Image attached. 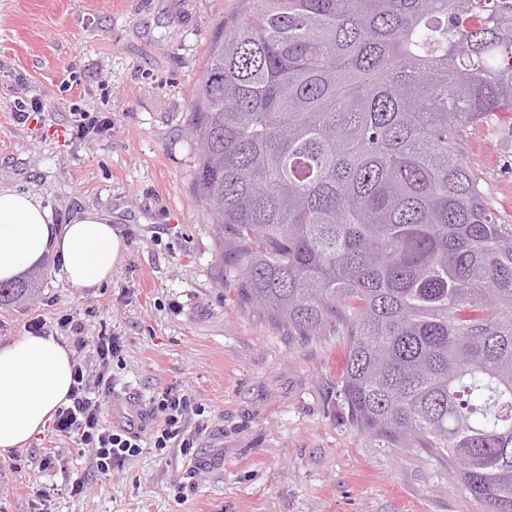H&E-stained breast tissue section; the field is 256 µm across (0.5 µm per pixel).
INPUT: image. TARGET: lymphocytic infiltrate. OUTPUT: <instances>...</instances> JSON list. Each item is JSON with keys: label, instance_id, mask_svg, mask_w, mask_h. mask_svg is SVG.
<instances>
[{"label": "lymphocytic infiltrate", "instance_id": "lymphocytic-infiltrate-1", "mask_svg": "<svg viewBox=\"0 0 512 512\" xmlns=\"http://www.w3.org/2000/svg\"><path fill=\"white\" fill-rule=\"evenodd\" d=\"M59 325L75 332L76 349L91 348L101 373L92 384L83 367L75 366L69 403L56 409L52 429L56 436L73 440L78 450H91L98 475L108 478L123 472L127 463L146 449L160 452L174 446L193 447L194 440L186 436L185 426L190 416H203L206 408L185 386L166 387L152 397L151 412L156 425L149 434L106 425L103 409L110 391L106 373L113 361L121 357L124 340L104 334L93 343H86L80 335L81 323L68 314L61 315Z\"/></svg>", "mask_w": 512, "mask_h": 512}]
</instances>
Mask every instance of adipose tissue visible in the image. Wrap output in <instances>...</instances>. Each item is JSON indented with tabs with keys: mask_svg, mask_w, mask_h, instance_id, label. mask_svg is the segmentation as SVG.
<instances>
[{
	"mask_svg": "<svg viewBox=\"0 0 512 512\" xmlns=\"http://www.w3.org/2000/svg\"><path fill=\"white\" fill-rule=\"evenodd\" d=\"M126 251L108 214L87 209L57 224L37 196L0 183V281L48 254L59 259L71 287L91 290L111 281ZM74 364L69 345L51 334L0 344V455L27 447L67 405Z\"/></svg>",
	"mask_w": 512,
	"mask_h": 512,
	"instance_id": "1",
	"label": "adipose tissue"
}]
</instances>
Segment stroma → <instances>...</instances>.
Masks as SVG:
<instances>
[{"mask_svg":"<svg viewBox=\"0 0 512 512\" xmlns=\"http://www.w3.org/2000/svg\"><path fill=\"white\" fill-rule=\"evenodd\" d=\"M248 0H0V182L41 198L57 223L95 208L128 252L96 292L40 268V300L0 306V340L45 332L68 313L84 337L124 340L110 370L118 393L149 403L186 385L205 404L190 417L194 448L144 451L97 476L71 440L43 432L0 455V512H32L29 490L83 476L88 492L52 512H484L450 462L414 441L371 437L339 408L345 365L336 332L289 336L219 285L211 222L194 189L191 91L207 44ZM108 74L100 83V74ZM44 110L17 123V99ZM108 112L109 134L79 139L74 110ZM470 162L512 212V112L467 128ZM52 454L58 464L44 468Z\"/></svg>","mask_w":512,"mask_h":512,"instance_id":"stroma-1","label":"stroma"}]
</instances>
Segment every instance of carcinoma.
I'll list each match as a JSON object with an SVG mask.
<instances>
[{
	"label": "carcinoma",
	"instance_id": "cac0c4a2",
	"mask_svg": "<svg viewBox=\"0 0 512 512\" xmlns=\"http://www.w3.org/2000/svg\"><path fill=\"white\" fill-rule=\"evenodd\" d=\"M190 105L222 287L290 336L339 326L349 425L512 512V214L463 136L512 112V0H249Z\"/></svg>",
	"mask_w": 512,
	"mask_h": 512
}]
</instances>
